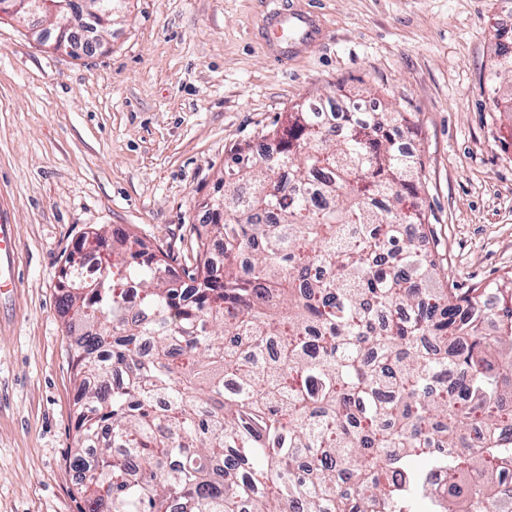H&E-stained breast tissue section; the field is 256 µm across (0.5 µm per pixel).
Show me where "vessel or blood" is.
<instances>
[{
  "instance_id": "obj_1",
  "label": "vessel or blood",
  "mask_w": 512,
  "mask_h": 512,
  "mask_svg": "<svg viewBox=\"0 0 512 512\" xmlns=\"http://www.w3.org/2000/svg\"><path fill=\"white\" fill-rule=\"evenodd\" d=\"M266 40L271 56L286 59L289 53L318 42L323 34L317 14L294 8L291 0H277L268 14ZM15 240L12 227L0 224V295L13 292L19 280L14 259Z\"/></svg>"
}]
</instances>
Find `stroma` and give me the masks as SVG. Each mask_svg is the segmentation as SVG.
Returning a JSON list of instances; mask_svg holds the SVG:
<instances>
[{"instance_id": "1", "label": "stroma", "mask_w": 512, "mask_h": 512, "mask_svg": "<svg viewBox=\"0 0 512 512\" xmlns=\"http://www.w3.org/2000/svg\"><path fill=\"white\" fill-rule=\"evenodd\" d=\"M269 0H128L74 56L0 18V215L21 277L0 298V512H81L72 345L59 276L92 231L126 229L178 269L239 146L337 83L415 113L412 151L439 285L512 272V112L484 93L500 0H294L322 14L272 61Z\"/></svg>"}]
</instances>
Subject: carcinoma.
<instances>
[{"mask_svg": "<svg viewBox=\"0 0 512 512\" xmlns=\"http://www.w3.org/2000/svg\"><path fill=\"white\" fill-rule=\"evenodd\" d=\"M493 40L488 98L512 112ZM336 97L341 129L304 102L277 154L233 152L193 270L122 229L93 234L104 275L66 261L81 512H512L487 483L512 458V275L435 287L413 114L362 126L361 94Z\"/></svg>", "mask_w": 512, "mask_h": 512, "instance_id": "carcinoma-1", "label": "carcinoma"}]
</instances>
